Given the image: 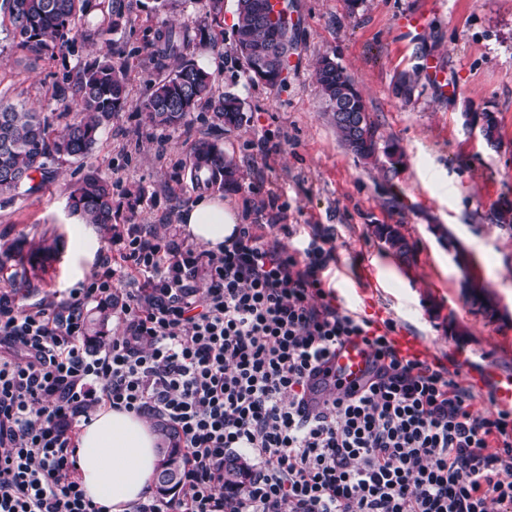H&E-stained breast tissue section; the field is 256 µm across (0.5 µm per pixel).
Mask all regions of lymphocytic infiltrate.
I'll list each match as a JSON object with an SVG mask.
<instances>
[{
  "instance_id": "lymphocytic-infiltrate-1",
  "label": "lymphocytic infiltrate",
  "mask_w": 512,
  "mask_h": 512,
  "mask_svg": "<svg viewBox=\"0 0 512 512\" xmlns=\"http://www.w3.org/2000/svg\"><path fill=\"white\" fill-rule=\"evenodd\" d=\"M329 242L289 251L243 224L214 252L135 224L61 301L25 309L0 292V512H103L75 476L73 435L103 405L179 438L177 496L136 512H512V410L473 415L445 365L397 352L393 320L337 304ZM122 284L123 335L89 348L88 302ZM353 338L371 377L330 392ZM232 456L251 462L237 489Z\"/></svg>"
}]
</instances>
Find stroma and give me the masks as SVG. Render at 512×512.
Returning a JSON list of instances; mask_svg holds the SVG:
<instances>
[{
  "mask_svg": "<svg viewBox=\"0 0 512 512\" xmlns=\"http://www.w3.org/2000/svg\"><path fill=\"white\" fill-rule=\"evenodd\" d=\"M293 39L287 84L251 80L236 44L237 0H224L215 23L195 0H171L155 13L153 0H121L123 17L102 30L92 14L78 25L94 31L80 55L32 60L0 27V96L50 113L52 86L64 69L108 57L127 65L132 102L105 127L91 156L56 163L34 194L0 197V291L19 305L59 301L113 258L111 234L82 223L68 207L72 186L88 171L112 185L117 225L141 224L164 237L180 233L181 210L200 195L190 178L189 152L200 140L217 143L239 168L225 190L247 224H292L286 249L313 232L331 239L336 260L324 273L338 302L359 315L396 321L426 337L449 369L512 375V0H284ZM425 16L413 39L404 18ZM167 25L186 31L188 54L205 64L216 93L239 97L242 126L214 122L199 108L176 131L147 124L137 104L169 73L150 42ZM222 31L212 45L210 35ZM338 62L362 92L380 134L398 146L400 168L387 159L364 161L344 148L316 84L322 59ZM415 73L412 94L401 77ZM494 113L496 145L471 124ZM144 198L127 209L128 190ZM400 231L412 247L389 252L378 225ZM59 239L61 250L43 279L27 282L17 245Z\"/></svg>",
  "mask_w": 512,
  "mask_h": 512,
  "instance_id": "obj_1",
  "label": "stroma"
}]
</instances>
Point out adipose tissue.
Listing matches in <instances>:
<instances>
[{"label":"adipose tissue","instance_id":"1","mask_svg":"<svg viewBox=\"0 0 512 512\" xmlns=\"http://www.w3.org/2000/svg\"><path fill=\"white\" fill-rule=\"evenodd\" d=\"M185 236L219 251L240 222L222 195L204 196L182 209ZM78 476L89 498L109 512H133L151 497L160 460V439L151 423L135 413L109 407L96 411L76 439Z\"/></svg>","mask_w":512,"mask_h":512}]
</instances>
